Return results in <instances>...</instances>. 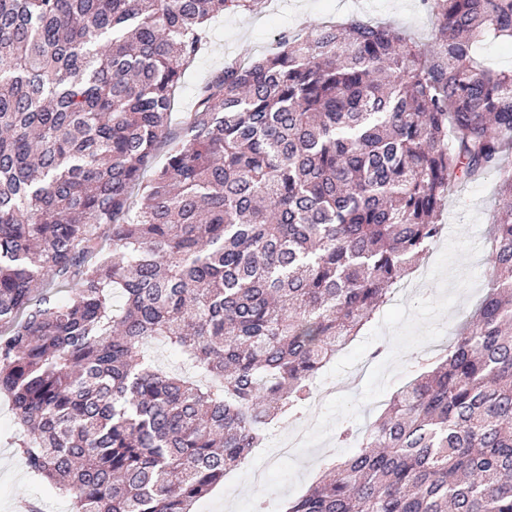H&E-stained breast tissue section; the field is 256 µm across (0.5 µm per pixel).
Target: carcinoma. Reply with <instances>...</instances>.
Wrapping results in <instances>:
<instances>
[{"instance_id": "obj_1", "label": "carcinoma", "mask_w": 512, "mask_h": 512, "mask_svg": "<svg viewBox=\"0 0 512 512\" xmlns=\"http://www.w3.org/2000/svg\"><path fill=\"white\" fill-rule=\"evenodd\" d=\"M423 2L427 49L328 19L225 66L134 207L208 24L265 0H0V394L75 512H194L491 172L485 297L285 512H512V69L477 52L512 44V0ZM150 350L153 352L158 364L165 370L179 373L186 372L183 370L181 358L177 351L163 340H156L150 345ZM186 373L192 374V371Z\"/></svg>"}]
</instances>
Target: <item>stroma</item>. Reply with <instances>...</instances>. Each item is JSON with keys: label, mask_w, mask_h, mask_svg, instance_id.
Returning a JSON list of instances; mask_svg holds the SVG:
<instances>
[{"label": "stroma", "mask_w": 512, "mask_h": 512, "mask_svg": "<svg viewBox=\"0 0 512 512\" xmlns=\"http://www.w3.org/2000/svg\"><path fill=\"white\" fill-rule=\"evenodd\" d=\"M328 18L382 19L423 47L430 44L434 27L422 0H267L258 12L225 11L210 23L204 49L176 91L175 139H182L196 89L211 74L273 52L282 32L305 36ZM497 182L491 174L450 193L438 215L443 232L425 260L428 284L403 304L386 306L364 336L337 353L322 376L334 392L317 415L275 424L283 435L295 425L305 426L304 447L294 449L287 460L267 447L254 450L196 512H255L266 503L281 512L288 499L317 480L326 459L349 455V448L336 441L338 426L348 421L363 428L375 421L418 374L423 359L448 345L482 300L490 275L486 239L499 208ZM18 429L10 401L0 395V512H15L16 504L26 499L39 501L42 512H71L68 497L49 492L28 472L15 450Z\"/></svg>", "instance_id": "obj_1"}]
</instances>
